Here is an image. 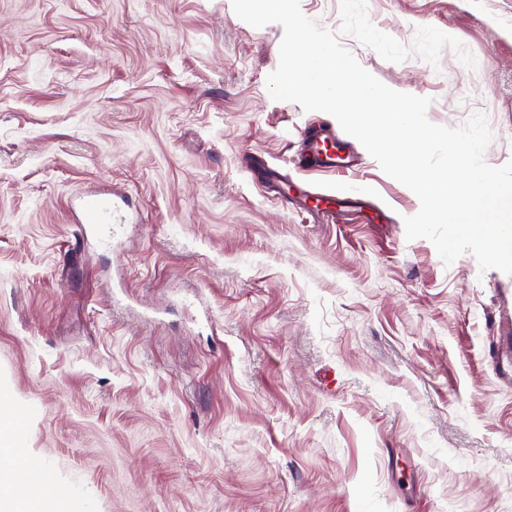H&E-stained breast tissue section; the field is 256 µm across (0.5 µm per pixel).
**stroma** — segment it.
I'll return each instance as SVG.
<instances>
[{"label":"stroma","instance_id":"stroma-1","mask_svg":"<svg viewBox=\"0 0 512 512\" xmlns=\"http://www.w3.org/2000/svg\"><path fill=\"white\" fill-rule=\"evenodd\" d=\"M390 88L512 159V0H300ZM284 30L232 0H0V391L85 512H512V276L407 240L373 158L309 176L360 211L284 207L318 112L273 99ZM129 190L121 250L75 253L71 198ZM245 163L253 174L261 176L266 181L272 192L279 193L284 182L281 180L279 172L269 165L263 155L250 153L246 155Z\"/></svg>","mask_w":512,"mask_h":512}]
</instances>
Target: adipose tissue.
Wrapping results in <instances>:
<instances>
[{
	"label": "adipose tissue",
	"mask_w": 512,
	"mask_h": 512,
	"mask_svg": "<svg viewBox=\"0 0 512 512\" xmlns=\"http://www.w3.org/2000/svg\"><path fill=\"white\" fill-rule=\"evenodd\" d=\"M54 477L21 456L16 469L0 471V512H59L62 493H49Z\"/></svg>",
	"instance_id": "ef3b65f1"
}]
</instances>
